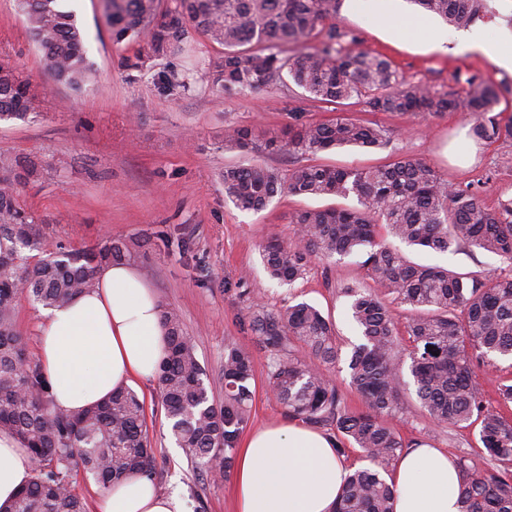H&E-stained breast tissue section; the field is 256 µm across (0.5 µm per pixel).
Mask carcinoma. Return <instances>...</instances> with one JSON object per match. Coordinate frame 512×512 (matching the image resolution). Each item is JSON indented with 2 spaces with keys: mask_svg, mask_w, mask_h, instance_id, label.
I'll use <instances>...</instances> for the list:
<instances>
[{
  "mask_svg": "<svg viewBox=\"0 0 512 512\" xmlns=\"http://www.w3.org/2000/svg\"><path fill=\"white\" fill-rule=\"evenodd\" d=\"M425 13L451 26H467L485 8L483 0H413ZM340 0H107L106 22L120 43L144 34L154 56L180 52L195 32L224 47L208 61L211 87L241 94L274 90L292 82L300 96L340 116L313 122L295 118L282 134L241 126L224 128V146L247 151L253 161L224 168V192L243 212L264 210L274 198L356 197L354 208L293 212L302 227L292 239L267 238L259 245L269 276L292 285L304 278L311 258L327 262L354 257L373 286L347 283L359 339L341 355L329 319L307 302L276 312L248 309L246 319L268 353L267 380L288 417L315 429H336V452L345 443L359 449L369 466L347 477L335 512H394L395 489L385 479L409 448L392 421L405 412V377L430 421L441 428L479 425L491 467L457 459L461 512H512V383L498 387L494 406L481 393L475 363L512 358V277L480 280L440 266L410 261L388 238L408 247L445 253L474 246L512 265V198L488 205L478 189L453 188L425 161L399 157L368 169L300 165L284 175L265 157L286 152L316 157L342 146L385 148L392 132L375 122L344 116L362 104L369 112L440 115L461 110L474 118L473 136L487 143L512 141V115L497 110L506 88L472 76L465 94L441 93L406 81L392 62L341 44L345 34L329 24ZM46 71L71 89L96 75L75 15L58 0H20ZM165 92L191 88L186 70L157 73ZM42 99L16 68L0 65V121L41 111ZM36 173L24 158L0 161V430L14 434L31 453L34 477L7 512H86L70 481L80 464L108 490L136 470L155 480V448L147 433L144 402L123 389L79 412L55 407L39 361L32 359L16 328L22 295L43 306H63L95 286L106 265L132 256L135 243L109 239L82 249L49 248L47 232L26 212L17 186ZM45 255L27 263L22 250ZM404 315L394 313V307ZM167 348L158 387L171 431L188 463L210 480L228 477L238 440L249 420L253 397L251 355L229 343L224 348V403L211 400L207 375L179 315L163 312ZM301 347L304 355L295 354ZM345 362L350 385L364 410L346 404L336 384Z\"/></svg>",
  "mask_w": 512,
  "mask_h": 512,
  "instance_id": "obj_1",
  "label": "carcinoma"
}]
</instances>
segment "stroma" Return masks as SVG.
<instances>
[{
  "label": "stroma",
  "instance_id": "obj_1",
  "mask_svg": "<svg viewBox=\"0 0 512 512\" xmlns=\"http://www.w3.org/2000/svg\"><path fill=\"white\" fill-rule=\"evenodd\" d=\"M63 6L75 13L98 73L78 92L47 75L18 0H0V63L17 67L43 96L39 113L0 122V160L27 157L39 164L38 174L19 188L22 201L63 250L110 238L137 242L131 262L152 285L162 308L179 314L215 402L224 399V347L233 343L254 361L255 397L247 431L288 422L267 386V354L243 315L256 304L277 311L304 301L329 317L346 345L358 332L339 288L367 281L364 269L348 258L333 264L312 259L306 277L290 287L271 280L263 269L258 246L267 236L294 238L300 228L289 221L293 211L331 207L334 199L285 194L252 213L239 211L225 196V167L251 160L250 154L225 147V126L284 129L297 100L285 88L220 96L210 86L204 62L222 56L223 49L199 34L191 38V53L153 57L143 69H127L124 57L146 50V38L113 42L101 0H64ZM333 24L357 37L360 48L391 60L407 81L442 92L473 75L495 83L507 78L484 56L426 54L382 42L367 12L338 11ZM190 62L195 65L191 90L176 96L159 93L154 74ZM351 116L390 129V145L382 150L339 148L318 155L317 163L365 169L408 156L427 162L453 186L479 184L487 204L512 197V141L480 142L468 150L458 140L460 130L473 125L468 113L414 117L357 106ZM182 238L188 249L178 248ZM407 255L416 263L461 274L512 276V265L476 248L448 254L411 249ZM134 390L145 404L149 438L157 450L158 490L180 491L189 512H236L233 478L210 482L174 447L157 381L135 383ZM404 403L408 413L394 423L404 438L417 437L427 446L482 463L477 426L436 427L410 390Z\"/></svg>",
  "mask_w": 512,
  "mask_h": 512
}]
</instances>
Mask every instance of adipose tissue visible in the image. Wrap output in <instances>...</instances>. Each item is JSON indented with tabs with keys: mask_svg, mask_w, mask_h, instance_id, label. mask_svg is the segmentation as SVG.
Returning <instances> with one entry per match:
<instances>
[{
	"mask_svg": "<svg viewBox=\"0 0 512 512\" xmlns=\"http://www.w3.org/2000/svg\"><path fill=\"white\" fill-rule=\"evenodd\" d=\"M397 0H368L376 35L396 46L420 37L425 52L481 53L512 74V32L490 44L483 27L449 41L426 17L407 16L404 29L394 17ZM166 330L153 287L129 263L102 268L96 285L60 308L42 312L37 356L55 405L70 412L107 398L111 392L156 378L165 354ZM27 449L0 431V512L32 478ZM348 472L330 437L291 422L251 434L239 449L234 491L237 512H333ZM394 512H459L460 478L448 453L421 446L407 451L391 475ZM98 512H186L178 494L159 492L133 473L101 498Z\"/></svg>",
	"mask_w": 512,
	"mask_h": 512,
	"instance_id": "ef3b65f1",
	"label": "adipose tissue"
}]
</instances>
